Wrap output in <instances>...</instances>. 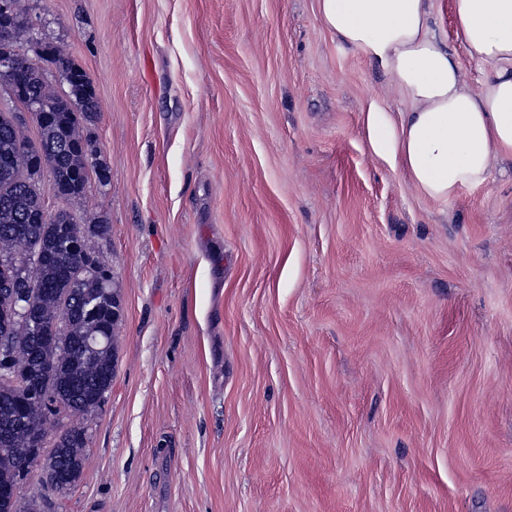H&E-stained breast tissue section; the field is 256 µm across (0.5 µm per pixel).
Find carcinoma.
<instances>
[{
    "mask_svg": "<svg viewBox=\"0 0 512 512\" xmlns=\"http://www.w3.org/2000/svg\"><path fill=\"white\" fill-rule=\"evenodd\" d=\"M52 56L63 82L72 88L69 96H55L40 67L22 66L16 79L47 102L50 115L37 122L39 142L50 162L53 189L76 201L89 184L79 126L98 116L100 106L86 72L57 51ZM21 142L14 111L0 108V336L9 344L13 375L9 382L0 381V512H37L36 504L23 508L14 497L23 461H42L48 481L61 465L55 451L43 457L45 418L39 393L51 391L64 418L71 420L54 447L65 451L72 487L82 475L89 441L80 419L101 408V395L111 391L115 375L114 288L103 286L87 270L98 256L87 247L86 237L103 236L107 227L83 229L70 212L45 217L43 169L21 149ZM33 251L40 254L35 287L23 269ZM65 299L69 311L61 317L59 332H39L36 321L54 315ZM25 303L31 306L30 318L15 317L14 307Z\"/></svg>",
    "mask_w": 512,
    "mask_h": 512,
    "instance_id": "1",
    "label": "carcinoma"
}]
</instances>
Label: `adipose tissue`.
<instances>
[{"label":"adipose tissue","instance_id":"1","mask_svg":"<svg viewBox=\"0 0 512 512\" xmlns=\"http://www.w3.org/2000/svg\"><path fill=\"white\" fill-rule=\"evenodd\" d=\"M340 45L390 76L409 104L393 114L370 104V151L426 198L446 203L485 185L496 160H512V0H454L456 34L471 61L490 65L480 90L436 34L433 0H318Z\"/></svg>","mask_w":512,"mask_h":512}]
</instances>
